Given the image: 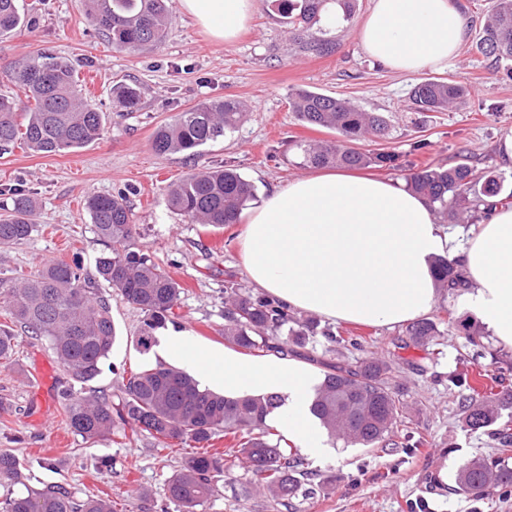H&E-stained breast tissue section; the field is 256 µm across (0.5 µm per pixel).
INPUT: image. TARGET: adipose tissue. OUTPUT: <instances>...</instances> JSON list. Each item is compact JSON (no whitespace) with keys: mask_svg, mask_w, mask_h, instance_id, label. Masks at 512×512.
Masks as SVG:
<instances>
[{"mask_svg":"<svg viewBox=\"0 0 512 512\" xmlns=\"http://www.w3.org/2000/svg\"><path fill=\"white\" fill-rule=\"evenodd\" d=\"M255 0H179L212 39L233 43ZM451 0H373L356 38L372 59L398 73L447 67L467 32ZM246 271L288 306L334 322L400 325L428 313L437 295L433 264L458 260L472 289L463 308L501 347L512 349V207H493L462 246L429 203L405 184L320 170L271 192L246 216ZM160 355L201 372L225 396L276 394L281 429L312 460L329 452L309 413L316 374L290 359L246 362L229 351L174 336Z\"/></svg>","mask_w":512,"mask_h":512,"instance_id":"ef3b65f1","label":"adipose tissue"}]
</instances>
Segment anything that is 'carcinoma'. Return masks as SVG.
<instances>
[{
  "label": "carcinoma",
  "instance_id": "1",
  "mask_svg": "<svg viewBox=\"0 0 512 512\" xmlns=\"http://www.w3.org/2000/svg\"><path fill=\"white\" fill-rule=\"evenodd\" d=\"M288 20L293 45L300 50L329 51L330 42L320 38L314 26L328 0H273ZM92 23L130 53L158 46L170 25L168 0H81ZM18 0H0V35L24 24ZM478 50L494 65L504 66L512 78V0H494L482 28ZM6 73L22 89L27 106L18 112L14 99L0 96V155L27 148L55 155L84 148L105 130L101 112L80 96L77 75L70 61L40 51L10 64ZM466 86L445 78L427 79L411 91L417 112H444L468 96ZM113 103L121 112H135L141 102L138 88L119 84L112 88ZM295 116L304 124L326 128L336 139L299 144L302 164L338 168L397 167L399 156L378 149L363 151L358 142L386 139L390 123L381 112H368L349 101L309 89L290 96ZM246 116L242 102L226 97L195 105L158 126L152 148L158 154L182 153L198 157L201 149L239 127ZM408 188L423 196L436 215L456 224H467L475 214H489L493 204L512 199L500 197V177L482 171L464 156L454 165H428L406 178ZM255 198L254 185L230 165L222 169H198L172 184L169 205L198 224H236L247 204ZM97 236L107 251L90 274L78 266L48 262L36 274L21 280L0 278V305L15 323L49 344L60 365L78 382L93 380L100 364L117 340L108 299L101 285L118 290L144 314L134 346L150 351L156 331L175 317L181 286L149 255L135 247L137 225L121 197L92 193L85 199ZM36 201L16 193L11 207L0 215V245L20 243L36 231ZM435 281L452 293L470 287L456 264L440 258ZM318 322L303 317L277 299L243 290L234 283L225 288L224 342L248 352L298 355ZM439 335L437 319L423 317L409 323L399 338L401 345L429 348ZM16 336L0 326V364L15 355ZM396 370L384 356L331 366L315 389L309 409L329 439L362 448H388L403 424L407 404L396 384ZM448 392L455 398L464 427H491L503 417L512 419V394L492 391L479 395L469 377L448 375ZM282 403L277 395L227 398L199 387L186 372L159 363L133 372L122 384L117 402L96 393H69L65 398L66 425L86 440L112 434L121 422L136 426L162 444L177 441L204 452L189 457L170 478L166 498L177 512H197L219 492L226 458L247 464L249 483L269 501L278 503L297 493L308 477L304 459L294 448L282 446L283 438L267 423ZM222 432L237 447L208 451ZM497 455L471 458L456 474L458 489L481 497L496 488L512 486V429H494ZM21 483L22 465L9 452H0V479ZM0 512H112L111 501L80 495L58 483L10 495L0 502Z\"/></svg>",
  "mask_w": 512,
  "mask_h": 512
}]
</instances>
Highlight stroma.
I'll return each mask as SVG.
<instances>
[{
	"instance_id": "35a3bbf8",
	"label": "stroma",
	"mask_w": 512,
	"mask_h": 512,
	"mask_svg": "<svg viewBox=\"0 0 512 512\" xmlns=\"http://www.w3.org/2000/svg\"><path fill=\"white\" fill-rule=\"evenodd\" d=\"M469 20L468 32L448 67L416 74L391 71L369 59L355 32L372 0H356L350 19L322 24L328 53L295 52L288 28L270 0H255L248 30L231 46L213 40L179 6L171 8L164 43L133 54L113 47L85 15L79 0H21L27 22L0 36V93L24 102L5 76L8 64L46 49L68 58L95 107L106 117L105 133L75 151L45 156L26 149L0 157V205H10L13 190L39 202L38 230L30 240L0 246V277L32 275L49 261L80 265L93 272L105 246L84 206L87 195L126 197L137 226L136 243L154 256L181 286L175 322L157 338L186 336L201 346L224 344V288L227 280L252 289L244 263V224L223 227L191 223L172 209L167 189L194 168L235 166L258 198L308 176L299 163L297 142L333 139L332 131L303 125L289 105L300 88L344 98L391 121L383 146L400 156L401 168L369 167L371 175L401 179L407 166L451 164L469 155L473 165L495 172L504 192H512V170L498 154L502 137L512 132V79L494 69L473 47L492 0H456ZM440 76L469 87L465 101L448 112L419 114L408 98L414 85ZM141 89L138 111L119 115L111 88L118 82ZM234 97L247 106L239 129L205 146L197 159L158 155L151 149L156 128L199 103ZM118 335L99 374L88 384L72 379L45 341L18 332V353L0 364V451L25 465L26 482L39 487L61 483L111 500L113 512H160L167 481L189 452L178 443L159 445L150 434L118 426L93 442L65 424L64 393L89 388L115 397L131 372L160 361L157 350L142 354L130 342L142 325L140 309L112 288H104ZM320 335L308 348L330 362H352L372 351L390 352L400 370L403 398L409 404V429L415 448L369 450L336 444L321 462L306 461L315 493L296 495L271 509L251 489L242 463L224 475L218 495L197 512H512V488L476 498L458 490L455 474L469 458L493 454L487 432L464 429L448 399L449 373L484 366L496 373V359L512 362V350L482 334L469 343L456 328L440 324L434 349H398L392 339L401 326H374L321 320ZM359 336L363 350H346L325 336L328 328ZM53 399L42 409L38 391Z\"/></svg>"
}]
</instances>
